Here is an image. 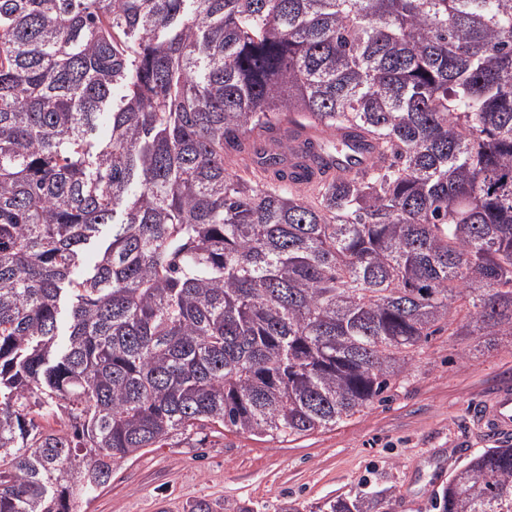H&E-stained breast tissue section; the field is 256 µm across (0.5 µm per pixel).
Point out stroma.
I'll return each instance as SVG.
<instances>
[{
    "instance_id": "stroma-1",
    "label": "stroma",
    "mask_w": 512,
    "mask_h": 512,
    "mask_svg": "<svg viewBox=\"0 0 512 512\" xmlns=\"http://www.w3.org/2000/svg\"><path fill=\"white\" fill-rule=\"evenodd\" d=\"M512 387V336L491 343L440 336L384 401L330 429L272 442L196 430L119 462L112 480L77 512H189L191 505L245 504L313 512L362 482L396 492L393 512H433L432 496L477 452L496 447L474 407Z\"/></svg>"
}]
</instances>
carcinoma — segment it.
Masks as SVG:
<instances>
[{"label":"carcinoma","mask_w":512,"mask_h":512,"mask_svg":"<svg viewBox=\"0 0 512 512\" xmlns=\"http://www.w3.org/2000/svg\"><path fill=\"white\" fill-rule=\"evenodd\" d=\"M445 333L512 336V0H0V512L334 426ZM433 509L512 512V446Z\"/></svg>","instance_id":"cac0c4a2"}]
</instances>
